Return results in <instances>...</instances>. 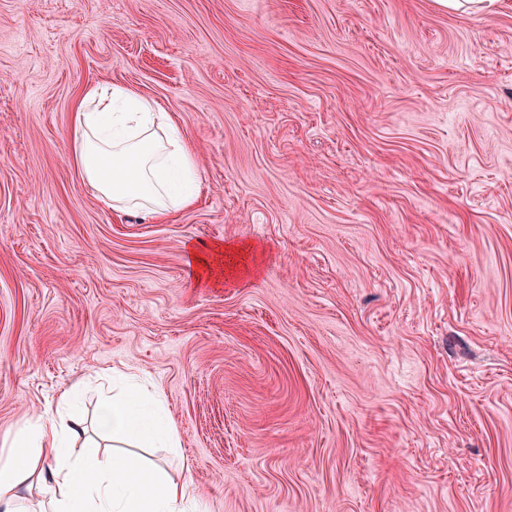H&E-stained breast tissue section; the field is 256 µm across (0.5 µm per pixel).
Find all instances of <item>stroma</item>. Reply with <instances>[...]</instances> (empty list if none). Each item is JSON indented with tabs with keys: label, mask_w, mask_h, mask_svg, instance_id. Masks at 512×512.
Returning a JSON list of instances; mask_svg holds the SVG:
<instances>
[{
	"label": "stroma",
	"mask_w": 512,
	"mask_h": 512,
	"mask_svg": "<svg viewBox=\"0 0 512 512\" xmlns=\"http://www.w3.org/2000/svg\"><path fill=\"white\" fill-rule=\"evenodd\" d=\"M94 84L176 118L193 205L81 178ZM116 370L198 512H512V0H0V437L76 387L111 453ZM442 8L451 12H465L471 15H481L489 9L495 0H436ZM488 3V4H486ZM162 410L157 387L149 391L132 385L126 394L102 402L97 425L101 433L112 436L113 444L136 442L177 448L175 428Z\"/></svg>",
	"instance_id": "35a3bbf8"
}]
</instances>
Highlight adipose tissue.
<instances>
[{
	"mask_svg": "<svg viewBox=\"0 0 512 512\" xmlns=\"http://www.w3.org/2000/svg\"><path fill=\"white\" fill-rule=\"evenodd\" d=\"M72 130L79 174L112 203L163 215L195 201L200 182L190 146L171 115L135 89L91 86ZM82 424L74 412L62 423L40 418L0 443V512H30L25 492L43 478L48 485L37 512H187L184 486L161 470L121 453L100 460L91 443L70 458L68 441ZM97 425L116 444L179 445L159 391L138 385L104 400Z\"/></svg>",
	"mask_w": 512,
	"mask_h": 512,
	"instance_id": "1",
	"label": "adipose tissue"
}]
</instances>
